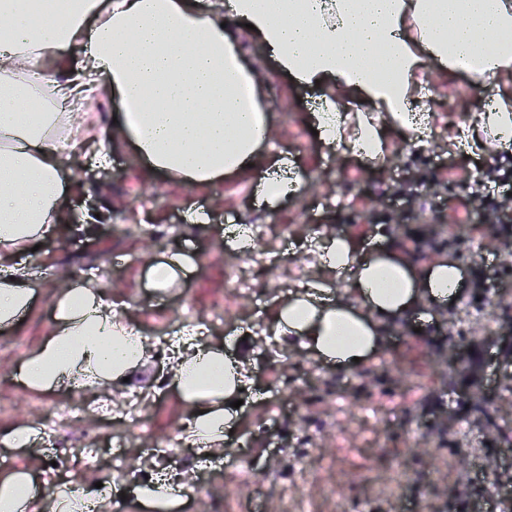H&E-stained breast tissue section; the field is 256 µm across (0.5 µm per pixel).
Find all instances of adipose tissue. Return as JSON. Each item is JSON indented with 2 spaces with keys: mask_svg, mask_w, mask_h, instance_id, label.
<instances>
[{
  "mask_svg": "<svg viewBox=\"0 0 512 512\" xmlns=\"http://www.w3.org/2000/svg\"><path fill=\"white\" fill-rule=\"evenodd\" d=\"M0 23V264L51 234L72 178L67 146L109 165L111 152L92 117L103 100L116 109L113 137L187 188L249 170L270 123L247 39L262 43L281 71L321 90L318 127L330 145L384 158L370 113H359L347 129L340 101L350 94L422 137L411 102L427 63L453 67L463 59L476 62V121L501 146L512 145V98L483 99L488 79L512 77V49L485 48L491 34L512 35V0H70L52 18L16 0L0 9ZM245 87L250 96H242ZM72 99L82 111H59ZM23 103L37 112L35 123L17 120ZM318 261L328 273L350 274L357 306L312 281L292 294L277 333L339 369L367 362L385 345L391 322L452 299L463 278L444 256L419 271L392 248L356 259L341 236L323 241ZM32 299L22 271L0 278V326L12 324ZM53 318L52 336L20 369L26 385L70 379L87 388L119 386L150 356V344L124 324L111 296L91 284L60 293ZM247 367L246 356L228 360L193 339L177 345L171 373L192 409L189 445L223 453Z\"/></svg>",
  "mask_w": 512,
  "mask_h": 512,
  "instance_id": "adipose-tissue-1",
  "label": "adipose tissue"
}]
</instances>
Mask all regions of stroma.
<instances>
[{"label":"stroma","instance_id":"obj_1","mask_svg":"<svg viewBox=\"0 0 512 512\" xmlns=\"http://www.w3.org/2000/svg\"><path fill=\"white\" fill-rule=\"evenodd\" d=\"M250 55L264 75L261 95L271 120V140L262 163L287 154L304 185L275 205L258 203L249 176H229L215 186L190 190L151 172L132 147L112 152V164L76 166L74 187L60 203L63 221L57 234L38 250L22 251L19 261L34 284L28 310L12 325L0 327V341L23 338L24 350L0 358V376L20 398L11 415L0 416V478L25 472L41 502L52 501V458L67 460L86 436L119 440L129 428L121 418L105 422L93 416L80 428H59L55 442L33 430L30 398L68 404L88 399V392L62 381L40 389L18 377L26 356L54 331L52 305L63 279L95 281L99 289L128 298L129 322L149 336L154 319L187 318L202 328L208 345L235 352L246 331L271 329L295 283L311 276L310 228L349 239L356 255L369 254L373 240L384 238L423 267L442 253L459 262L463 285L446 309L423 307L422 319L393 326L382 350L367 364L338 370L314 360L309 349L282 343L273 353L257 349L249 383L239 393L241 405L231 432L224 435L223 456L209 459L199 488H188L178 512H239L259 505V512H512V447L476 424L442 430L437 417L460 410L463 397L448 382L449 337L480 354L477 387L498 410L502 426L512 428V345L487 341L488 331L512 328V263L504 264L487 245L493 224L512 213V194L492 183L486 152L449 148L473 118V92L466 71L429 66L416 109L426 110L430 134L425 142L394 123L386 113L376 119L384 132L386 156L375 161L349 148L327 145L312 132L319 107L318 89L279 73L262 45ZM493 193L495 207L480 198ZM209 213L208 223L192 222V211ZM423 211L425 220L410 223L425 234L433 222L462 224L466 232L438 250L414 253L400 237L396 216ZM153 225V235L140 229ZM230 224H263L266 237L255 254L277 259L276 274L255 269L249 297L224 306V269L243 263L228 239ZM291 225L289 238L278 234ZM190 254L195 265L178 270L171 288L152 284L154 266L175 253ZM421 376L425 389L406 398L405 376ZM152 387L157 432L178 430L190 410L171 382L163 350L137 369L126 387L112 388L113 398ZM347 391L345 414L336 412V395ZM32 430L29 444L13 446L11 435ZM130 467L119 474L100 468L85 474V491L106 501V512H144L136 480H150L168 466L193 471L198 454L179 446L156 456L153 448L127 451ZM245 458L256 469L242 476L235 461ZM496 463L487 476L486 460ZM405 478L394 484L395 463ZM104 489H97V482Z\"/></svg>","mask_w":512,"mask_h":512}]
</instances>
